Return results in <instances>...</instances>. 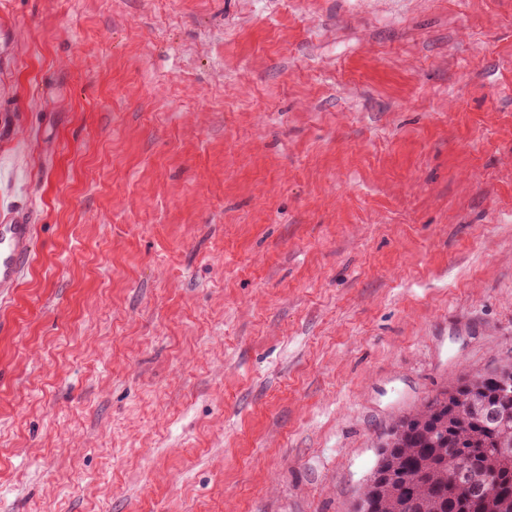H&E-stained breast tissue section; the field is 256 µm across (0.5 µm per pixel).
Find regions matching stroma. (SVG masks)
<instances>
[{
	"instance_id": "35a3bbf8",
	"label": "stroma",
	"mask_w": 512,
	"mask_h": 512,
	"mask_svg": "<svg viewBox=\"0 0 512 512\" xmlns=\"http://www.w3.org/2000/svg\"><path fill=\"white\" fill-rule=\"evenodd\" d=\"M0 512H354L512 366V0H0ZM37 224L26 215L0 219V294L16 288L33 258Z\"/></svg>"
}]
</instances>
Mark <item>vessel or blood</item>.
<instances>
[{
	"instance_id": "b4317fda",
	"label": "vessel or blood",
	"mask_w": 512,
	"mask_h": 512,
	"mask_svg": "<svg viewBox=\"0 0 512 512\" xmlns=\"http://www.w3.org/2000/svg\"><path fill=\"white\" fill-rule=\"evenodd\" d=\"M35 233L29 216L0 219V294L17 287L33 258Z\"/></svg>"
}]
</instances>
